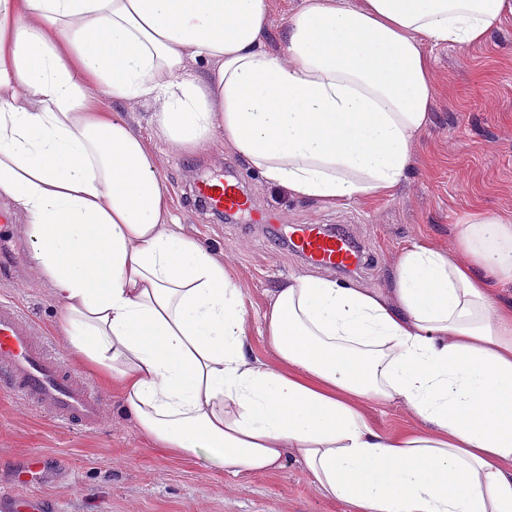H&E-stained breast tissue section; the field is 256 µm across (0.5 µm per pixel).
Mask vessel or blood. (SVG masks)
I'll return each instance as SVG.
<instances>
[{
    "mask_svg": "<svg viewBox=\"0 0 512 512\" xmlns=\"http://www.w3.org/2000/svg\"><path fill=\"white\" fill-rule=\"evenodd\" d=\"M196 193L217 212L251 209L249 199L220 174L200 180ZM288 239L312 266L355 271L362 264L357 246L326 225H292ZM0 392L62 423L91 429L100 421V399L92 384L71 370L30 313L7 298H0ZM59 472L52 457L44 454H32L13 464L8 476L0 479V512H43L44 501L26 495L25 490L45 485Z\"/></svg>",
    "mask_w": 512,
    "mask_h": 512,
    "instance_id": "obj_1",
    "label": "vessel or blood"
}]
</instances>
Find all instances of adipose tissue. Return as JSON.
<instances>
[{"mask_svg":"<svg viewBox=\"0 0 512 512\" xmlns=\"http://www.w3.org/2000/svg\"><path fill=\"white\" fill-rule=\"evenodd\" d=\"M512 0H304L277 49L268 0H0V198L27 219L65 346L151 446L216 471L302 464L345 512H512V215L459 256L416 242L390 292L277 288L249 358L222 259L170 227L153 157L113 103L151 101L173 147L223 139L264 181L336 207L392 196L437 94L426 43L472 46ZM205 72H195L198 62ZM419 428L382 434L365 402Z\"/></svg>","mask_w":512,"mask_h":512,"instance_id":"obj_1","label":"adipose tissue"}]
</instances>
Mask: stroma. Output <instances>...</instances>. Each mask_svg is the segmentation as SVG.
Returning <instances> with one entry per match:
<instances>
[{
    "label": "stroma",
    "instance_id": "obj_1",
    "mask_svg": "<svg viewBox=\"0 0 512 512\" xmlns=\"http://www.w3.org/2000/svg\"><path fill=\"white\" fill-rule=\"evenodd\" d=\"M429 53L439 93L418 159L390 197L329 208L292 199L267 185L223 142L190 155L159 135L150 102L130 105L136 131L145 140L182 234L202 242L224 260L241 289L251 360L275 366L260 336L262 317L288 277L320 275L288 242L292 224H326L349 235L369 256L358 274L341 276L373 290L390 287L398 255L425 240L456 255L454 226L469 212L512 213V14L500 30L470 48L433 46ZM236 170L254 208L270 214L264 224L250 215L225 222L198 205L195 184L213 173ZM24 236L9 242L0 262L17 266L13 280H0V296L22 305L51 336L57 349L59 307L50 288L32 270ZM103 415L96 429L64 426L22 400L0 395V471L30 453L68 462L73 480L42 488L51 512H343L323 497L306 470L287 461L273 473L236 476L193 459L165 457L152 449L122 409L118 390L99 387ZM382 433L418 427L399 402L366 404Z\"/></svg>",
    "mask_w": 512,
    "mask_h": 512
}]
</instances>
